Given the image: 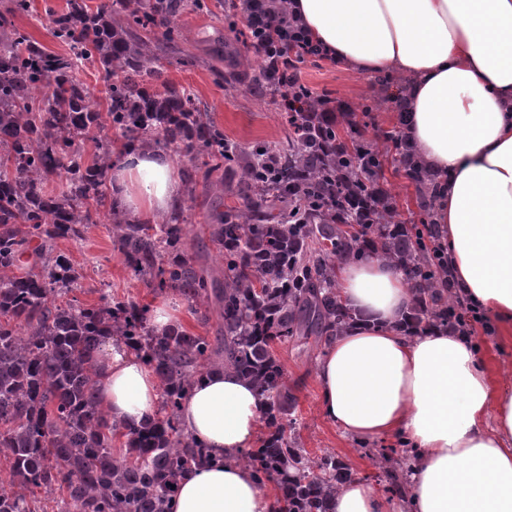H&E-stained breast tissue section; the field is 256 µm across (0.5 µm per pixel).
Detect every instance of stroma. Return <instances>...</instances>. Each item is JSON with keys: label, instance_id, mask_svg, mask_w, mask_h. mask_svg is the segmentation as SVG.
<instances>
[{"label": "stroma", "instance_id": "35a3bbf8", "mask_svg": "<svg viewBox=\"0 0 512 512\" xmlns=\"http://www.w3.org/2000/svg\"><path fill=\"white\" fill-rule=\"evenodd\" d=\"M231 14L206 15L185 13L176 23L182 33L178 44L157 40L156 48L164 64L162 77L184 86L224 130L225 138L237 144L242 155H249L262 143L284 139L287 132L283 113L274 111L265 92L245 93L235 88L232 78V57L218 58L217 43L228 48H245L238 32L232 31ZM302 83L318 94H326L343 105L337 113L336 125L343 139L361 134L363 142L373 144L385 156L383 181L392 196L398 219L413 228H421L425 216L419 193L395 155L391 137L401 129L395 91L405 79L390 72L361 75L326 62H305L299 67ZM238 196L234 189L223 194L197 188L195 194L184 195L180 206L187 219V248L215 270L224 262L204 233L206 215L214 205H234ZM83 276L82 286L73 295L79 301L92 303L100 295L115 298L133 296L152 305L161 300V293L152 291L134 278L121 255L112 247L106 225H91L82 242L62 240L58 243ZM472 340L479 357L490 360L493 368L512 370V340L487 332L484 325L470 323ZM323 346L303 352L295 344L276 346L285 372L288 392L293 399L291 417L302 446L309 457L332 453L346 465L353 476L381 491L397 490L395 473L402 459L400 440H364L344 434L329 423L320 411V390L316 379V363Z\"/></svg>", "mask_w": 512, "mask_h": 512}]
</instances>
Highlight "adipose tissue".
<instances>
[{
    "label": "adipose tissue",
    "instance_id": "adipose-tissue-1",
    "mask_svg": "<svg viewBox=\"0 0 512 512\" xmlns=\"http://www.w3.org/2000/svg\"><path fill=\"white\" fill-rule=\"evenodd\" d=\"M339 65L408 78L405 135L441 185L434 221L457 287L512 335V0H291ZM110 195L131 222L176 211L183 188L167 156L143 147L113 167ZM336 284L357 323L317 361L321 409L345 434L397 436L419 451L404 495L355 479L332 512H512V376L498 375L447 328L401 332L414 294L394 262H341ZM108 420L159 408L148 362L105 338L94 359ZM264 398L231 370L196 382L179 413L206 458L185 473L174 512H273L241 458L259 444Z\"/></svg>",
    "mask_w": 512,
    "mask_h": 512
}]
</instances>
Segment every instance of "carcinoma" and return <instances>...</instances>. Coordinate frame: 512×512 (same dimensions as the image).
<instances>
[{"mask_svg": "<svg viewBox=\"0 0 512 512\" xmlns=\"http://www.w3.org/2000/svg\"><path fill=\"white\" fill-rule=\"evenodd\" d=\"M222 7L224 0H103L91 9L66 0L48 10L64 54L13 21L30 12L31 0H7L0 12V467L9 475L0 512H39L40 491L63 493L60 512H170L172 486L204 458L178 427L182 400L204 371L219 367L250 379L266 399L267 434L241 462L260 483L277 484L273 512H330L328 501L352 474L331 453L305 461L288 434L290 396L274 345L350 326L355 315L336 292V262L370 252L395 262L414 290L409 323L448 319L437 291L447 268L391 205L366 220L382 155L341 140L321 112L323 99L272 94L274 109L296 106L285 140L243 158L186 88L154 87L159 58L141 32L161 26L174 43V17ZM87 64L111 79L104 113L79 77ZM106 129L123 148L207 153L205 167L186 174L191 188L236 179L244 204L210 212L206 224L224 283L188 254L180 216L136 224L114 209L106 185L112 139H95L90 159L83 148ZM401 164L429 207L435 183L412 151ZM55 177L66 183L59 193L47 190ZM347 223L358 229L342 230ZM91 224L109 225L112 245L147 287L180 292L194 312L214 305L218 336L182 327L155 335L148 306L132 298L64 299L81 276L58 241L84 239ZM106 336L143 354L161 380L162 405L138 426L111 424L96 401L93 360Z\"/></svg>", "mask_w": 512, "mask_h": 512, "instance_id": "obj_1", "label": "carcinoma"}]
</instances>
